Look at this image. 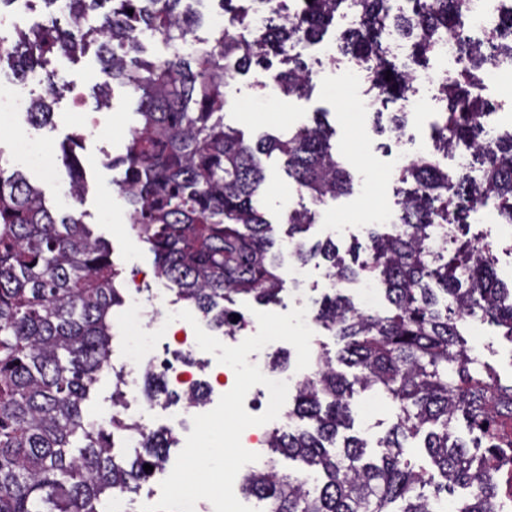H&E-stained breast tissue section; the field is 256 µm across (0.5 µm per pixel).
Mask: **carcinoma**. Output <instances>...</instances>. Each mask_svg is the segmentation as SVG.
<instances>
[{"mask_svg":"<svg viewBox=\"0 0 512 512\" xmlns=\"http://www.w3.org/2000/svg\"><path fill=\"white\" fill-rule=\"evenodd\" d=\"M190 0H66L67 27L41 24L16 32L2 46L23 80L46 69L48 56L72 55L97 43L104 81L99 105H107L110 82L139 95V123L127 153L107 160L124 167L117 181L130 207L132 228L155 254L157 273L226 335L245 327L233 318L237 296L279 301L287 265L273 225L264 215L262 157L277 151L288 173L314 202L352 191L353 178L333 151L332 133L321 121L301 124L278 137L251 142L224 124V104L237 77L271 57L288 55L292 67L273 75L286 94L301 95L312 77L298 48L319 41L347 0H296L293 14L270 21L253 36L240 9L239 28L224 30L214 45L191 57L178 53L157 61L141 58L148 32L168 45L187 40L196 15ZM357 26L336 36L339 52L360 60L363 89L390 101L405 98L410 76L383 56L380 33L393 27L413 41L416 57L435 52L436 37L467 35L463 0H359ZM133 10L128 14L127 10ZM468 65L440 88L445 107L432 130L438 148L463 144L484 157L481 174H448L435 158H418L400 171L413 188L400 201L391 233L369 231L370 244L351 262L328 240L310 249L296 236L314 220L308 209L288 214L291 257L305 265L328 264L338 285L360 274L385 285L393 307L369 313L335 291L320 301L315 320L343 347L336 358L316 356L311 378L298 388L292 419L310 426L271 430L268 447L303 463L299 474H282L273 461L247 473V494L267 512H433L448 490L469 487L456 512H495L497 483L475 453L455 435L459 422L476 434L475 448L496 457L505 450L491 433L495 414L512 415V384L505 385L461 337L457 323L478 317L504 329L512 341V285L503 283L491 260L492 246L465 238L467 213L493 198L512 224V131L488 135L490 113L480 73L512 58V43L487 53L463 45ZM391 76H386V72ZM30 122L47 124V98L30 101ZM62 163L72 194L84 183L67 149ZM121 271L108 243L92 236L81 216L53 212L44 196L18 170L0 166V512H102L115 490L133 492L167 459L171 432L141 430V447L115 451L112 430L89 422L82 402L107 365L112 307L122 303L115 287ZM341 364L352 376L336 369ZM374 389L395 406L378 452L352 428L355 388ZM421 438L440 480L409 459V440Z\"/></svg>","mask_w":512,"mask_h":512,"instance_id":"cac0c4a2","label":"carcinoma"}]
</instances>
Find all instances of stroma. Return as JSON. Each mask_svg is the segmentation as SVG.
Returning a JSON list of instances; mask_svg holds the SVG:
<instances>
[{"label": "stroma", "instance_id": "stroma-1", "mask_svg": "<svg viewBox=\"0 0 512 512\" xmlns=\"http://www.w3.org/2000/svg\"><path fill=\"white\" fill-rule=\"evenodd\" d=\"M51 66L66 80L68 92L54 104L53 119L48 124L34 126L22 116L0 122V166L25 172L42 190L53 211H76L94 235L109 242L111 260L122 272L119 285L124 296H132L138 286L162 287L154 254L148 245L137 241L128 206L114 184L121 173L104 164L106 156H119L126 151L130 130L138 123L137 96L115 84L111 87L108 108H98L92 91L100 79L95 48H88L74 58L52 57ZM349 80V74L330 66L324 74L313 78L305 94L287 95L274 87L270 72L253 68L239 78L224 108L225 124L242 131L249 141L263 134H282L311 121L314 113H325L334 131L333 147L353 173V190L349 195L317 206L316 221L306 238L312 243L322 242L332 238L330 226H361V233L334 238L336 249L343 257L355 246L366 244V229L380 223L383 213L401 199L405 189L404 183L388 175L392 153L397 149L394 132L388 129L375 132L373 120L361 113L346 111L344 99L337 97V83ZM75 135L80 142L73 152L86 183V193L79 202L66 195L64 178L46 174L19 150L21 143L27 140L44 141L57 148ZM263 164L267 175L265 215L282 234L286 231L284 221L290 205L308 204L309 198L288 176L280 154H272ZM307 271V282L286 284L279 302L270 305V312L284 314L328 293L324 265L309 263ZM483 341L487 348L481 353L482 360L499 374L503 383L512 382V342L505 338L502 330L491 326L486 327ZM112 346L110 366L103 371L84 404L86 417L95 423L107 422L113 412L114 371L124 362L120 336H113ZM156 360L160 363L174 361L180 369L192 373L196 381L208 384L209 403L217 405L224 393L223 388L213 383L219 363H206L200 349L180 344L173 337L169 338L167 347L158 349Z\"/></svg>", "mask_w": 512, "mask_h": 512}]
</instances>
